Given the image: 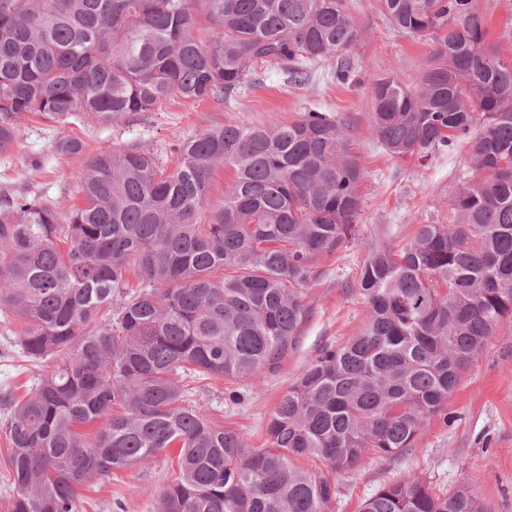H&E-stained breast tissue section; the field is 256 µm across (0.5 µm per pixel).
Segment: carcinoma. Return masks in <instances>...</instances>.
<instances>
[{
  "label": "carcinoma",
  "mask_w": 512,
  "mask_h": 512,
  "mask_svg": "<svg viewBox=\"0 0 512 512\" xmlns=\"http://www.w3.org/2000/svg\"><path fill=\"white\" fill-rule=\"evenodd\" d=\"M382 4L394 31L435 42L415 87L368 75L371 135L399 160L463 141L477 176L448 223L418 225L399 250L369 247L358 334L288 388L264 447L183 393L189 380L256 384L295 348L315 263L357 236L365 171L345 117L314 107L271 129L229 123L181 143L170 172L149 149L104 148L67 215L0 195V310L21 321L23 353L52 363L24 399L0 391L7 512H79V486L172 447L180 474L157 512H327L333 475L414 447L488 336L512 325V60L485 45L476 0ZM359 41L348 0H0V154L24 114L110 121L175 98L224 103L259 63L301 85L323 62L358 84L347 54ZM224 163L235 178L213 202ZM100 420L94 437L79 432ZM360 512L485 510L464 483L440 494L413 477Z\"/></svg>",
  "instance_id": "cac0c4a2"
}]
</instances>
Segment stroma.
I'll use <instances>...</instances> for the list:
<instances>
[{
  "mask_svg": "<svg viewBox=\"0 0 512 512\" xmlns=\"http://www.w3.org/2000/svg\"><path fill=\"white\" fill-rule=\"evenodd\" d=\"M489 21L488 41L512 57V0H477ZM354 23L362 33L349 57L358 71L394 73L414 86L433 52L425 37L401 35L386 22L380 0H349ZM351 119L365 178L360 188L359 237L319 260L305 290L311 315L298 345L280 369L253 385L226 379L192 382L185 402L201 408L216 426L232 429L252 447L264 444L266 426L280 398L320 349L339 344L359 331L366 302L356 274L370 244L401 248L421 224L448 221V201L472 170L466 146L426 160L400 162L373 139L367 119L368 84L331 82L326 65L312 66L305 84L289 83L282 66H257L247 84L226 105L212 101L162 103L155 111L127 114L109 122L78 112L59 124L27 115L19 119L14 147L0 154V193L38 196L67 212L81 199L76 175L99 148L146 147L166 169H174L176 145L206 130L235 123L268 128L295 119L310 107ZM66 138L83 141L79 156L61 154ZM48 364L24 357L15 333L0 320V390L34 387ZM177 449L159 453L149 463L113 471L110 478L80 487V512H156L162 490L178 476ZM418 476L437 492L468 484L487 512H512V327L489 337L480 356L465 370L441 414L424 424L412 450L393 458L366 454L349 472L337 474L336 495L327 512H359L361 503L385 484Z\"/></svg>",
  "mask_w": 512,
  "mask_h": 512,
  "instance_id": "stroma-1",
  "label": "stroma"
}]
</instances>
